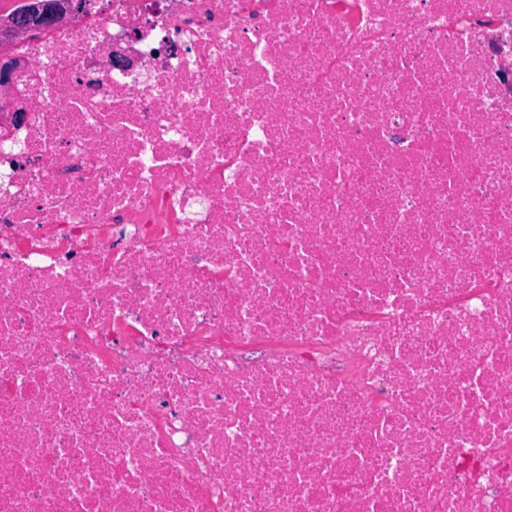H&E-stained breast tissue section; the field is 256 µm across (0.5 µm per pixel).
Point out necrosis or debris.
<instances>
[{
    "label": "necrosis or debris",
    "instance_id": "4bbe7bcc",
    "mask_svg": "<svg viewBox=\"0 0 512 512\" xmlns=\"http://www.w3.org/2000/svg\"><path fill=\"white\" fill-rule=\"evenodd\" d=\"M1 54L0 512H512V0Z\"/></svg>",
    "mask_w": 512,
    "mask_h": 512
}]
</instances>
